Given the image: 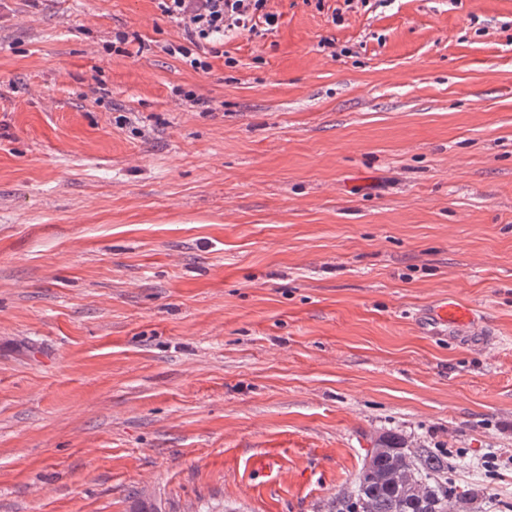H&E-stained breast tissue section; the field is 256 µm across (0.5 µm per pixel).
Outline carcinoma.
<instances>
[{
	"label": "carcinoma",
	"instance_id": "obj_1",
	"mask_svg": "<svg viewBox=\"0 0 512 512\" xmlns=\"http://www.w3.org/2000/svg\"><path fill=\"white\" fill-rule=\"evenodd\" d=\"M370 471L336 493L331 512H451L467 493L448 480V467L469 464L429 448H409L393 435L379 437L368 453Z\"/></svg>",
	"mask_w": 512,
	"mask_h": 512
}]
</instances>
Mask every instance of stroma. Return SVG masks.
<instances>
[{
	"instance_id": "1",
	"label": "stroma",
	"mask_w": 512,
	"mask_h": 512,
	"mask_svg": "<svg viewBox=\"0 0 512 512\" xmlns=\"http://www.w3.org/2000/svg\"><path fill=\"white\" fill-rule=\"evenodd\" d=\"M270 6L204 73L0 0V512H329L388 431L512 512V0ZM424 315L427 323L435 327L475 323V315L472 310L452 297H448V301L443 299L435 302L426 309Z\"/></svg>"
}]
</instances>
